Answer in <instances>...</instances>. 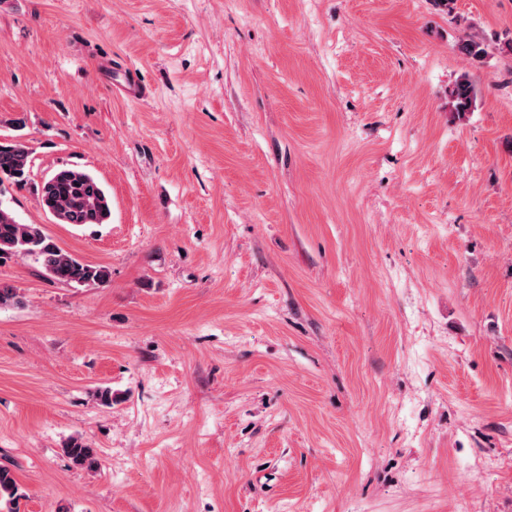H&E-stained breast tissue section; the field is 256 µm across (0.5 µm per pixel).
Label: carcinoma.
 <instances>
[{
	"mask_svg": "<svg viewBox=\"0 0 512 512\" xmlns=\"http://www.w3.org/2000/svg\"><path fill=\"white\" fill-rule=\"evenodd\" d=\"M462 53L472 59L486 54L484 44L470 35L462 39ZM451 111L462 117L473 110L476 92L468 75L462 74L448 91ZM33 164V152L19 140L0 139V184L10 181L27 184ZM39 204L62 224L76 227L106 224L112 211L105 186L93 174L71 168H58L36 188ZM17 254L35 258L53 280L66 285L94 287L109 280V269L81 261L47 236L37 224L20 223L13 212L0 202V261ZM63 453L81 468L99 466L98 451L84 437L67 440ZM19 487L12 470L0 466V500L9 505L18 496Z\"/></svg>",
	"mask_w": 512,
	"mask_h": 512,
	"instance_id": "carcinoma-1",
	"label": "carcinoma"
}]
</instances>
